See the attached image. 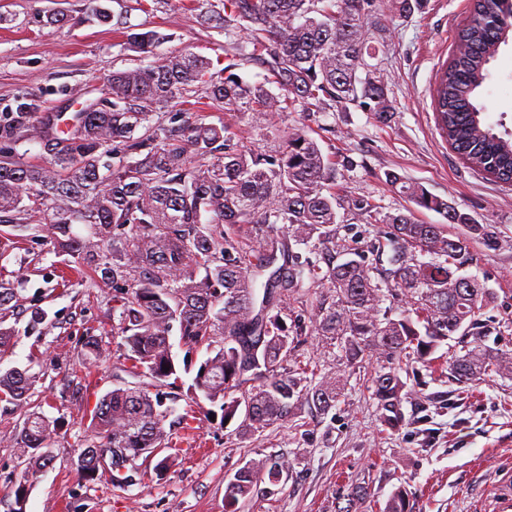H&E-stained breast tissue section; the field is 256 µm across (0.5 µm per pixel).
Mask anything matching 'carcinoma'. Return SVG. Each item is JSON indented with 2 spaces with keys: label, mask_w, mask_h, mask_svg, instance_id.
I'll list each match as a JSON object with an SVG mask.
<instances>
[{
  "label": "carcinoma",
  "mask_w": 512,
  "mask_h": 512,
  "mask_svg": "<svg viewBox=\"0 0 512 512\" xmlns=\"http://www.w3.org/2000/svg\"><path fill=\"white\" fill-rule=\"evenodd\" d=\"M318 3L224 0L226 13L215 18L223 27L249 30L253 50L268 52L276 93L244 82L233 62L214 73L209 59L185 53L113 72L112 98L95 111L72 113L71 130L61 127L60 115L49 116L27 99L0 133V215L43 224L53 251L84 267L112 264L115 283L138 274L119 305L128 372L159 383L177 375L170 342L176 329L188 349L207 351L193 378L195 393L219 407L223 422L240 415L241 425L253 432L287 421L303 407L325 416L344 391L342 375L312 383L309 364L298 360L305 329L286 327L285 301L305 280L315 289L304 299L313 331L338 350L340 363L355 371L373 358L390 364V371L363 378L388 427L402 418L401 373L419 364L459 383L512 374V354L480 344L488 324L479 312L494 293L475 279L459 280V271L473 261L471 240L493 238L489 226L390 173L388 181L400 193L463 232L420 224L407 213L384 215L371 200L358 201L365 223L390 226L373 243L380 265L376 282L364 261L337 262L345 245L337 236L336 196L328 191L336 169L308 131H288L281 150L266 155L244 149L230 126L202 117L181 122L176 112L168 126L152 123L157 109L200 87L230 111L319 112L352 101L387 118L392 107L385 82L357 77L365 66L366 27L379 25L378 0H332L328 8ZM511 33L512 0H473L434 97L451 148L506 183L512 182V139L486 124L478 98L487 65ZM158 39L155 31L126 35L140 53L151 52ZM20 138L40 143L50 160L35 164L16 157L12 143ZM110 144L119 156L106 149ZM74 224L86 225L89 234L73 233ZM245 226L260 240L258 247L239 241ZM309 243L320 260L294 250ZM386 290L403 298L406 314L395 319L391 308L382 307ZM456 334L473 337L474 346L440 362L437 349ZM35 382L27 369L0 370V400L25 399ZM168 400L174 401L169 392L127 385L100 397L91 418L94 439L74 460L79 477L90 481L108 464L113 485L135 484L141 477L135 461L144 449L169 444L164 423L175 408ZM54 431L43 413L26 415L16 445L29 468L50 461ZM286 472L288 461L279 455L251 461L225 487L226 512H240V501L262 482L274 494ZM366 496V487L352 486L336 512H364ZM408 509V494L398 489L384 512Z\"/></svg>",
  "instance_id": "1"
}]
</instances>
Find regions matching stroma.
Segmentation results:
<instances>
[{
  "label": "stroma",
  "mask_w": 512,
  "mask_h": 512,
  "mask_svg": "<svg viewBox=\"0 0 512 512\" xmlns=\"http://www.w3.org/2000/svg\"><path fill=\"white\" fill-rule=\"evenodd\" d=\"M63 10L67 22L46 23V12ZM106 9L100 22L96 9ZM471 0H416L411 12L384 9L380 25L368 28L367 66L360 78L383 77L393 112L378 121L358 104L323 112H282L271 117L228 112L208 98L184 105L205 122L231 124L244 145L274 153L285 131L306 127L336 166L334 190L339 236L352 240L366 262L379 225L363 223L356 204L369 199L383 213L412 212L422 224L440 214L415 206L387 180L388 174L454 202L479 224L491 225L493 242L473 240L466 274L492 289L494 301L481 319L502 326L484 345L512 353V185L473 170L441 136L435 121L434 84L449 61L455 36L468 20ZM224 0H0V125H9L21 98L45 111L71 115L100 97L112 72L145 66L183 52L210 59L221 70L226 54L250 83L270 76L271 58L252 51L247 32L216 28L211 15ZM157 31L148 54L129 49L130 33ZM479 102L497 133L512 132V40L491 61ZM0 281L16 295L0 323L14 331L0 367L29 369L37 382L31 404H42L58 428L50 462L26 476L15 445L25 409L0 402V512H11L14 489L27 480L25 512H224V489L250 460L269 454L289 463L274 496L255 493L241 512H336L348 485L368 486L367 512H383L397 488L409 494L413 512H471L475 489L492 492L512 471V375H490L466 386L426 373L407 377L403 420L387 428L356 376L328 415L301 409L295 417L260 432L222 425L195 408V372L182 370L174 391L177 413L193 409L189 427L174 426L176 460L164 479L151 478L152 463L139 461L144 476L128 487L113 486L109 470L90 482L72 463L92 433L98 399L130 383L151 387L150 377L126 370L120 336V292L93 271H78L75 259L52 250L39 224L0 223ZM101 337L100 356L83 359L85 337Z\"/></svg>",
  "instance_id": "35a3bbf8"
}]
</instances>
